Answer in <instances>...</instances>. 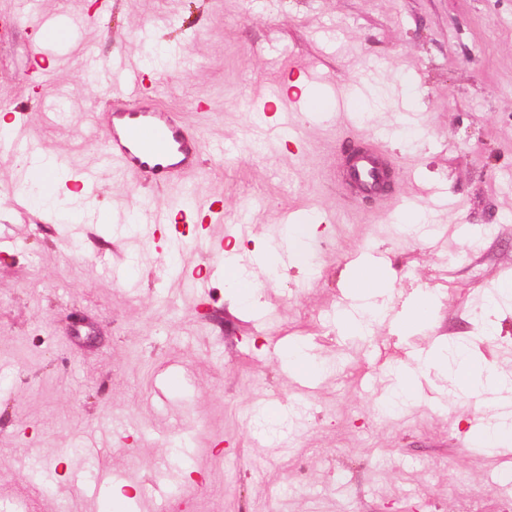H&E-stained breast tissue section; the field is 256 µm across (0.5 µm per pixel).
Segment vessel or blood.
<instances>
[{
  "instance_id": "1",
  "label": "vessel or blood",
  "mask_w": 512,
  "mask_h": 512,
  "mask_svg": "<svg viewBox=\"0 0 512 512\" xmlns=\"http://www.w3.org/2000/svg\"><path fill=\"white\" fill-rule=\"evenodd\" d=\"M19 14L37 34L31 44L34 56L54 55L55 51L71 44L77 20L63 22L43 15L36 0H19ZM104 79L109 104L95 117L94 128L103 139L107 159L121 172L135 174L146 183L165 185L182 181L198 165L202 150L200 139L190 133L172 107L160 103L146 84L145 72L125 64L108 63ZM256 96L266 105L274 106L277 115L268 124L265 137L267 152L275 153L289 129L294 126V115L303 103L285 98L278 84L258 87ZM0 152L15 156L40 154L39 143L32 139L23 124H14L8 136L0 137ZM343 182L356 193L376 197L386 192L387 163L381 152L365 146L340 167ZM220 201L196 200L175 202L169 207L150 211L151 224H169L172 214L193 216L202 224L212 223L222 214ZM186 288L198 298L209 299L208 283L196 272L177 269ZM182 485V470L177 461L166 462L163 476L156 485L166 504H173L172 492Z\"/></svg>"
}]
</instances>
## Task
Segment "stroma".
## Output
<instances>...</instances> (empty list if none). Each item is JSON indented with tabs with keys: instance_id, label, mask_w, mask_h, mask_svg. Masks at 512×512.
Wrapping results in <instances>:
<instances>
[{
	"instance_id": "1",
	"label": "stroma",
	"mask_w": 512,
	"mask_h": 512,
	"mask_svg": "<svg viewBox=\"0 0 512 512\" xmlns=\"http://www.w3.org/2000/svg\"><path fill=\"white\" fill-rule=\"evenodd\" d=\"M42 13L79 20L63 64L36 65L35 35L0 0V110L25 124L44 153L66 157L60 192L82 169L99 191L66 200L78 222L35 203H11L17 158L0 155V512H95L93 479L107 460L127 482L131 512H159L152 488L177 434L188 450L183 492L194 512H512V449L471 447L478 418L512 416V397L472 408L429 372L396 416L380 415L391 365L407 354L476 342L512 374V300L488 318L490 295L512 280V0H39ZM139 62L163 72L162 101L203 144L201 165L156 189L121 173L84 135L108 93L86 60ZM316 66L343 90L376 97L370 115H298V143L268 155L253 92ZM71 89L53 122L43 101ZM374 138L395 171L393 191L354 200L336 185V155ZM223 204L220 222L154 232L146 208L185 192ZM318 220L316 272L294 261L278 274L254 257L279 238L290 210ZM433 218L405 236L406 213ZM497 225L494 237L479 230ZM220 237L253 267L261 303L233 302L223 259L201 245ZM388 271L392 305L436 298L422 333L391 320L369 336L342 334L358 313L348 275L371 256ZM208 276L199 302L171 273ZM120 269L124 278H113ZM306 346L330 369L309 392L284 354ZM179 368L183 389L155 387ZM105 449L104 458L88 456Z\"/></svg>"
}]
</instances>
